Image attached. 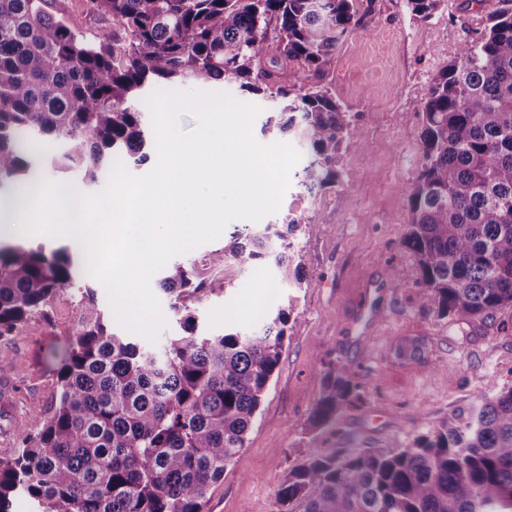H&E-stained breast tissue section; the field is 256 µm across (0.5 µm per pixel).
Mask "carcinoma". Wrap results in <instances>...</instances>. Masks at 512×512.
Returning <instances> with one entry per match:
<instances>
[{
  "instance_id": "cac0c4a2",
  "label": "carcinoma",
  "mask_w": 512,
  "mask_h": 512,
  "mask_svg": "<svg viewBox=\"0 0 512 512\" xmlns=\"http://www.w3.org/2000/svg\"><path fill=\"white\" fill-rule=\"evenodd\" d=\"M440 0H409L428 19ZM102 22L88 38L65 21L68 0H0V191L42 182L53 166L97 180L104 160L145 161L147 85L236 86L279 98L262 132L299 137L312 194L340 180L344 142L360 128L321 83L352 30L358 0H86ZM423 165L404 245L418 300L453 320L512 311V0L434 79L421 112ZM292 211L246 224L230 243L162 271L181 331L158 351L111 327L95 290L79 300L55 402L0 459V512H203L210 487L244 447L284 351L290 311L256 331L200 335L190 305L227 287L226 267L265 265L302 283ZM71 254L0 243V338L40 317L71 281ZM310 428L336 423L354 390L346 365L317 369ZM278 512H512V387L463 408L389 451L332 448L288 470Z\"/></svg>"
}]
</instances>
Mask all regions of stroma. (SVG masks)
<instances>
[{
  "label": "stroma",
  "mask_w": 512,
  "mask_h": 512,
  "mask_svg": "<svg viewBox=\"0 0 512 512\" xmlns=\"http://www.w3.org/2000/svg\"><path fill=\"white\" fill-rule=\"evenodd\" d=\"M499 0H442L428 20L415 18L408 0H360L363 23L341 43L336 66L324 79L362 130L345 143L335 187L307 194L290 180L281 206L315 221L297 234L301 285L280 281L275 270L228 268L224 293L196 304L201 328H256L265 312L290 308L280 364L260 411L223 480L211 486L204 512H277L289 467L327 448L386 450L412 445L458 409L512 386V312L471 323L449 322L415 300L417 277L403 245L409 195L423 164L421 110L429 88L460 45L481 28ZM402 284L389 283L392 267ZM109 295L76 267L56 296L52 322L33 318L0 339V448H16L33 429L34 412L57 394V374L68 348L84 289ZM381 307L372 327L361 310ZM418 343L420 360L398 355ZM356 370L359 402L346 406L334 426L311 432L309 416L322 392L313 366Z\"/></svg>",
  "instance_id": "stroma-1"
}]
</instances>
